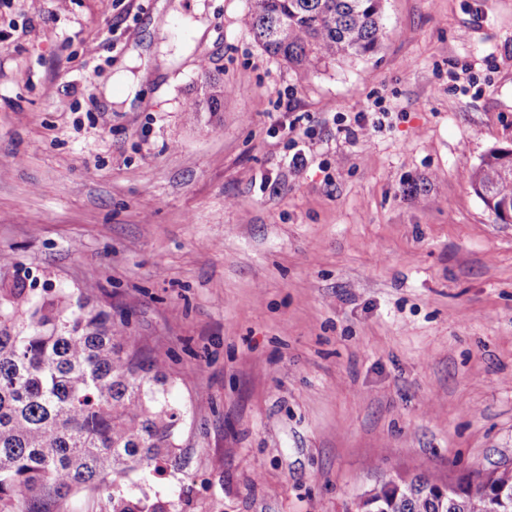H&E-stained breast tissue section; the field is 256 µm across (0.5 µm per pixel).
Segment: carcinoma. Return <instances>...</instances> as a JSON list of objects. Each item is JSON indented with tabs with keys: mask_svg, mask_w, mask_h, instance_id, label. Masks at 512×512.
<instances>
[{
	"mask_svg": "<svg viewBox=\"0 0 512 512\" xmlns=\"http://www.w3.org/2000/svg\"><path fill=\"white\" fill-rule=\"evenodd\" d=\"M383 0H253L247 16L269 56L303 69L373 54L382 35ZM224 83L205 69L186 111H224ZM472 189L492 213L512 206V159L490 151ZM126 322L97 310L72 288L0 284V512H34L68 495L105 497L104 512H170L160 500L127 499L120 481L138 467L164 472L175 454L178 416L152 384L160 382L124 354L134 343ZM371 491L382 512H492L491 494L512 487V467L454 481L460 504H446L442 482L420 473Z\"/></svg>",
	"mask_w": 512,
	"mask_h": 512,
	"instance_id": "1",
	"label": "carcinoma"
}]
</instances>
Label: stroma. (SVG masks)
<instances>
[{
  "label": "stroma",
  "mask_w": 512,
  "mask_h": 512,
  "mask_svg": "<svg viewBox=\"0 0 512 512\" xmlns=\"http://www.w3.org/2000/svg\"><path fill=\"white\" fill-rule=\"evenodd\" d=\"M250 5L0 0V281L81 289L163 360L178 452L130 499L351 512L512 465V224L470 187L512 148V0H384L376 53L302 74ZM202 84L200 92L192 97L186 106V112H191V115L197 116L202 112H208L209 117L217 116L218 112L224 110V88L222 79L207 70L202 71Z\"/></svg>",
  "instance_id": "1"
}]
</instances>
